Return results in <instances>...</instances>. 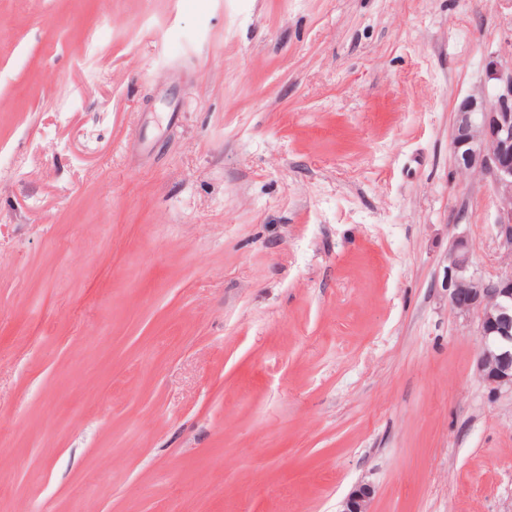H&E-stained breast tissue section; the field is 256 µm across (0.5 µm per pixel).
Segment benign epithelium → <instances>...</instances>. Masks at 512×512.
I'll list each match as a JSON object with an SVG mask.
<instances>
[{
	"label": "benign epithelium",
	"mask_w": 512,
	"mask_h": 512,
	"mask_svg": "<svg viewBox=\"0 0 512 512\" xmlns=\"http://www.w3.org/2000/svg\"><path fill=\"white\" fill-rule=\"evenodd\" d=\"M492 85L467 95L455 113L451 150L464 174L490 182L497 201L500 246L512 256V60L489 63ZM472 248L463 234L448 249L445 288L461 315L477 313L481 351L477 372L490 393L512 391V270L481 278L471 271ZM373 487L356 484L339 512H371Z\"/></svg>",
	"instance_id": "obj_1"
}]
</instances>
